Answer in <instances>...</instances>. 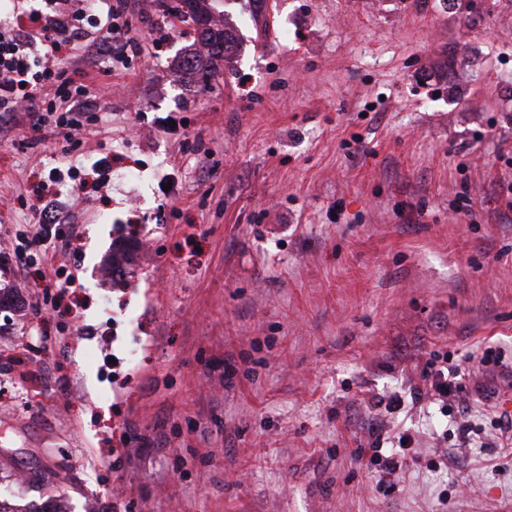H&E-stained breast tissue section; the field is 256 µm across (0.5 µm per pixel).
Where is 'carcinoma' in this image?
<instances>
[{
  "mask_svg": "<svg viewBox=\"0 0 512 512\" xmlns=\"http://www.w3.org/2000/svg\"><path fill=\"white\" fill-rule=\"evenodd\" d=\"M188 7L182 15L193 23L197 38L206 45L209 51L208 67L196 59L195 55L187 54L183 61V71L194 73L205 70V77L214 78L221 72L219 62L227 60L229 51L235 43L232 33L225 27H220L211 21L210 0H181Z\"/></svg>",
  "mask_w": 512,
  "mask_h": 512,
  "instance_id": "1",
  "label": "carcinoma"
}]
</instances>
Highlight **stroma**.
I'll return each instance as SVG.
<instances>
[{
  "mask_svg": "<svg viewBox=\"0 0 512 512\" xmlns=\"http://www.w3.org/2000/svg\"><path fill=\"white\" fill-rule=\"evenodd\" d=\"M178 3L131 0L141 54L90 74L86 191L58 196L69 316L35 313L34 271L0 297V502L512 512V460L450 447L438 405L392 415L415 436L394 493L371 463L373 398L409 396L431 352L512 350V0H218L239 46L206 92ZM63 143L0 117V253ZM38 331L57 342L36 355ZM466 391L501 405L512 374ZM125 434L148 444L120 453Z\"/></svg>",
  "mask_w": 512,
  "mask_h": 512,
  "instance_id": "1",
  "label": "stroma"
}]
</instances>
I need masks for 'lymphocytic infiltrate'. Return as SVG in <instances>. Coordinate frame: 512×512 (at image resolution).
I'll list each match as a JSON object with an SVG mask.
<instances>
[{
    "instance_id": "obj_1",
    "label": "lymphocytic infiltrate",
    "mask_w": 512,
    "mask_h": 512,
    "mask_svg": "<svg viewBox=\"0 0 512 512\" xmlns=\"http://www.w3.org/2000/svg\"><path fill=\"white\" fill-rule=\"evenodd\" d=\"M48 5L47 13L34 12L27 20L0 27V112L26 115L35 132L55 124L65 141L74 145L87 131L84 116L103 111L104 106L92 99L87 85L76 84L58 66L62 52L84 37L89 24L105 25L107 32L90 68L109 61L124 62L138 46L129 35L123 0H97L90 14L82 9L63 13L57 0H48ZM39 200L33 223L20 225L15 233L10 261L18 267L34 261L41 264L45 296L37 310L59 317L63 311L56 293L71 287L72 281L55 272L51 260L67 240L59 231L62 220L54 198L43 193ZM420 379L418 396L438 403L443 416L456 425L459 447L481 443L485 432L473 421L472 410L464 406V367L449 363L447 355L436 354L422 366Z\"/></svg>"
}]
</instances>
